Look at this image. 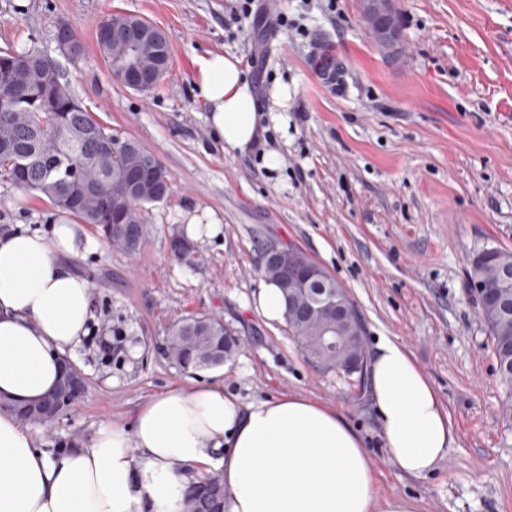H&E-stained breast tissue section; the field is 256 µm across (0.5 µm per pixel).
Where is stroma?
Returning a JSON list of instances; mask_svg holds the SVG:
<instances>
[{
    "label": "stroma",
    "instance_id": "stroma-1",
    "mask_svg": "<svg viewBox=\"0 0 512 512\" xmlns=\"http://www.w3.org/2000/svg\"><path fill=\"white\" fill-rule=\"evenodd\" d=\"M254 0H0V49L36 36L55 48L64 22L83 55L60 60L82 104L113 134L165 167L171 192L143 206L146 233L129 253L99 244L68 259L94 286L95 324L73 359L86 387L54 424L30 426L39 448L102 426L131 424L150 397L223 379L243 402L303 395L343 414L361 434L385 495L419 499L424 512H512V400L488 327L468 288V260L485 246L512 252V0H400L403 46L369 37L358 0H282L269 28ZM114 12L141 16L171 43L152 91L112 79L95 43ZM223 51L243 61L259 112L287 83L288 136L274 130L246 150L215 141L193 89L196 60ZM265 59V70L249 66ZM339 61L334 79L320 60ZM269 151L279 171L262 165ZM213 209L222 234L199 245L195 270L167 240L190 206ZM60 217L43 196L0 182V234ZM286 243L346 289L366 354L384 337L409 350L445 404L457 438L435 471L415 478L390 460L367 388L301 352L284 322L254 299L260 244ZM213 315L239 339L224 366L186 373L162 351L169 327Z\"/></svg>",
    "mask_w": 512,
    "mask_h": 512
}]
</instances>
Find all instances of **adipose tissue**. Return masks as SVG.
Returning <instances> with one entry per match:
<instances>
[{
    "label": "adipose tissue",
    "instance_id": "obj_1",
    "mask_svg": "<svg viewBox=\"0 0 512 512\" xmlns=\"http://www.w3.org/2000/svg\"><path fill=\"white\" fill-rule=\"evenodd\" d=\"M197 95L224 147L264 128L237 57L196 61ZM85 225L0 235V396L38 399L83 346L93 285L66 261L93 247ZM369 391L383 443L402 472L424 477L456 440L448 411L406 347L381 340ZM219 473L224 512H422L380 495L359 432L335 409L299 395L245 403L223 381L148 399L132 424L99 428L83 446L48 452L0 413V512H187V493Z\"/></svg>",
    "mask_w": 512,
    "mask_h": 512
}]
</instances>
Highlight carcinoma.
<instances>
[{
  "mask_svg": "<svg viewBox=\"0 0 512 512\" xmlns=\"http://www.w3.org/2000/svg\"><path fill=\"white\" fill-rule=\"evenodd\" d=\"M96 42L107 66H112V39L103 34L100 26ZM37 52L34 45L20 50L0 49V64L13 70L10 81L0 82V181L43 195L58 210L96 227L109 245L121 242L119 235L112 232L116 222L135 226L139 237H144L141 207L149 200L126 186L121 174L122 159L112 156L103 145V140L112 141L117 136L93 114L72 108L77 98L64 81L60 82L52 111H38L37 105L49 95L50 79L39 69ZM85 127L94 132L93 137L76 139L70 135V130ZM505 267L512 268V252L494 246L475 252L468 260L470 286L481 284L512 301V280L504 287L497 283V275ZM259 272L265 281L281 286V271L263 256ZM480 313L490 331L499 374L512 387V311L503 314L482 307ZM285 323L310 359L363 383L362 372L348 369L350 361H364L362 337L338 328L342 350V357L338 358L336 351L318 345L320 315L309 320L287 316ZM165 346L167 358L175 365L202 371L232 359L237 339L221 320L201 315L173 325L165 336ZM200 487L210 491L206 500L209 512H224V492L217 474L205 476L199 487L191 490L188 512H195Z\"/></svg>",
  "mask_w": 512,
  "mask_h": 512,
  "instance_id": "carcinoma-1",
  "label": "carcinoma"
}]
</instances>
